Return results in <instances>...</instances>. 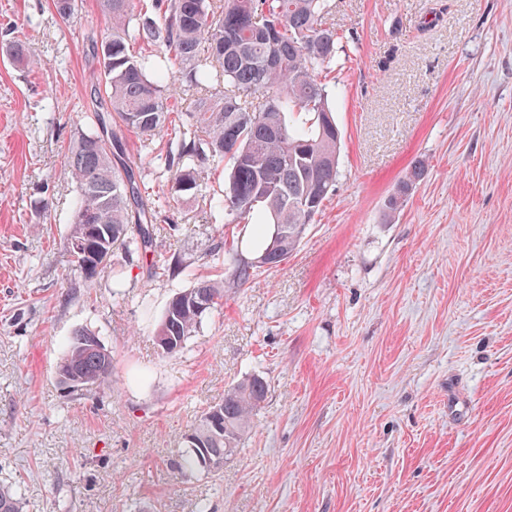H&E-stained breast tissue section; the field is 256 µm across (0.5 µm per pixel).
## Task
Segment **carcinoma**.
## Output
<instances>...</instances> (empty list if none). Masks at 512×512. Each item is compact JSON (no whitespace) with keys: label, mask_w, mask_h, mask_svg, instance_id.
<instances>
[{"label":"carcinoma","mask_w":512,"mask_h":512,"mask_svg":"<svg viewBox=\"0 0 512 512\" xmlns=\"http://www.w3.org/2000/svg\"><path fill=\"white\" fill-rule=\"evenodd\" d=\"M52 4L64 21L78 10L77 0ZM99 6L108 21L101 41L108 50L98 54L99 71L90 81L115 128L103 135L104 116L94 113L100 130L77 132L65 156L79 194L66 240L75 272L85 281L100 274L88 260L101 248L151 251L154 220L168 206L167 197L142 193L135 162L126 157L125 129L144 142L168 137L166 150L151 154L149 164L171 174L180 192L200 191L198 167L227 164L215 212L239 224L270 225L260 258L279 266L336 185L341 134L326 71L339 36L327 22L328 0H99ZM0 53L17 67L40 65L20 40L1 44ZM172 63L185 69L188 90L197 94L179 124L167 94L176 81ZM423 175V166L414 165L388 197L389 212L403 205ZM75 240L81 241L78 249ZM152 269L159 277L188 274L187 266L172 267L162 255ZM223 297V285L210 280L175 293L156 329L157 342L171 343L169 354L180 352ZM94 335L79 328L69 337L59 379L87 389L112 374V355L93 344ZM268 392L259 377L243 380L203 412L190 435L212 458L233 459ZM171 467L179 473L203 469L191 449ZM0 512H24L23 499L0 488Z\"/></svg>","instance_id":"cac0c4a2"}]
</instances>
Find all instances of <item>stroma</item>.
Here are the masks:
<instances>
[{"label": "stroma", "mask_w": 512, "mask_h": 512, "mask_svg": "<svg viewBox=\"0 0 512 512\" xmlns=\"http://www.w3.org/2000/svg\"><path fill=\"white\" fill-rule=\"evenodd\" d=\"M329 5L339 176L293 254L259 266L256 225L210 206L223 172L173 193L130 132L169 199L157 249L193 275L118 247L87 282L65 249V154L92 128L107 23L98 0L67 23L51 0H0V38L41 61L0 58V486L24 512H512V0ZM197 278L223 303L164 354L154 330ZM82 327L112 375L76 392L56 368ZM253 376L268 398L237 456L176 474L184 435ZM1 55H5L16 67L37 68L40 60L32 56L21 40L1 43ZM424 175V168L421 164H415L414 167L399 182L396 189L386 201V208L391 213H395L404 203L413 186L421 180Z\"/></svg>", "instance_id": "35a3bbf8"}]
</instances>
